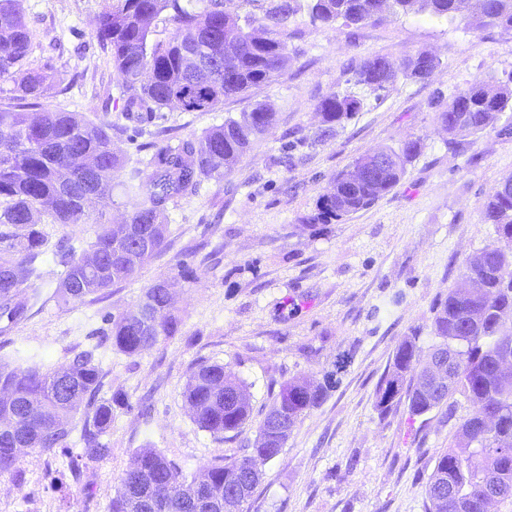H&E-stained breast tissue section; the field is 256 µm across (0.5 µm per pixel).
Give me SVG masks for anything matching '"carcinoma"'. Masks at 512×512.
Returning <instances> with one entry per match:
<instances>
[{"label": "carcinoma", "instance_id": "1", "mask_svg": "<svg viewBox=\"0 0 512 512\" xmlns=\"http://www.w3.org/2000/svg\"><path fill=\"white\" fill-rule=\"evenodd\" d=\"M464 2L459 13L457 0H108L98 13L95 37L121 82L126 114L141 118L172 107L212 112L285 72L288 25L304 8L324 28L377 24L416 10L512 33V0ZM244 3L253 11L242 15ZM160 22L172 26L163 40L156 38ZM32 46L25 0H0V81L12 84V96L0 104V335L28 319L29 304L18 295L50 274L47 253L60 268L57 294L64 302H82L135 277L165 246L171 207L198 194L204 182L224 179L276 125V113L257 103L174 145H151L146 163L128 169L112 143L111 125L81 112L42 108L55 76L49 67H29ZM187 53L200 59L191 70L183 67ZM228 56L235 67L226 74ZM438 64L426 52L397 66L380 56L360 58L346 68L347 83L378 100L401 78L428 79ZM363 106L364 98L348 90L324 97L313 141L332 138ZM509 110L512 95L506 89L476 80L437 112V122L451 136L477 135ZM420 148L419 139L408 138L386 149L388 162L374 179L358 175L369 165L368 154L357 157L330 179L301 223L334 224L371 208L401 182ZM90 158L97 160L94 170L86 167ZM122 171L123 193L135 200L123 230L85 204L89 195L112 200V181ZM501 185L504 190L490 195L483 210L494 241L470 258L461 284L432 309L437 342L425 352L417 333L403 337L375 393L380 411L404 399L413 417L443 406L453 417L457 394L472 407L436 458L426 486L427 512H489L490 486L498 502L512 501V373L499 370L503 356L512 355V317L499 316L512 312V177ZM45 222L94 224L97 230L89 242L67 237L51 250ZM175 285L173 277L145 289L142 299L158 314L153 328H144L132 312L108 314L100 345L133 357L176 335L182 319L172 305ZM433 361L448 363V384L424 380ZM102 378L93 348L73 352L58 368L0 362V474L24 480L23 455L69 448L75 432L88 460L105 458L104 437L114 412L131 405L119 394L100 396ZM331 384L329 376L316 387L305 378L284 382L258 422L251 451L231 462H212L202 472L205 484L187 478L159 450L139 449L120 477L110 512H224V491L245 487L252 497L261 479L259 464L282 452L297 422L321 404ZM240 391L247 385L228 367L200 363L189 375L184 399L197 427L223 439L238 435L251 417L250 400L233 398Z\"/></svg>", "mask_w": 512, "mask_h": 512}]
</instances>
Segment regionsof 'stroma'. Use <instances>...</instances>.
<instances>
[{
	"instance_id": "obj_1",
	"label": "stroma",
	"mask_w": 512,
	"mask_h": 512,
	"mask_svg": "<svg viewBox=\"0 0 512 512\" xmlns=\"http://www.w3.org/2000/svg\"><path fill=\"white\" fill-rule=\"evenodd\" d=\"M102 4L26 0L36 36L30 62L56 73L44 108L110 123L130 165L145 157V145L201 133L257 103L273 107L277 124L230 176L178 201L164 250L136 279L69 305L58 302L56 282L34 281L46 303L0 335V360L21 354L53 368L71 351L96 348L91 333L104 316L135 310L145 288L176 276L180 263L196 276L176 290V336L135 357L96 348L103 396L123 394L131 408L116 411L109 454L90 462L87 485L70 473L82 448L33 454L21 463L25 482L0 498V512H29L33 500L39 512H108L141 448L160 450L187 475L215 458L240 457L280 384L302 376L318 383L328 372L336 375L334 388L263 465L245 512H426L428 477L457 423L441 409L412 417L403 401L380 412L375 392L403 336L415 331L422 348L433 344L432 307L492 240L483 209L512 175V132L505 129L512 112L484 133L451 136L436 120L435 101L477 78L507 81L512 34L414 12L324 29L302 12L288 30L292 61L278 80L212 112L174 108L136 121L114 104L119 79L95 38ZM421 51L439 61L427 80L401 79L381 98L367 97L334 139L311 145L321 121L317 105L346 89L351 60L379 55L398 63ZM411 137L420 140L419 153L374 206L321 233L302 225L331 176L365 152ZM202 361L228 366L247 385L252 419L236 439H215L192 420L183 388Z\"/></svg>"
}]
</instances>
